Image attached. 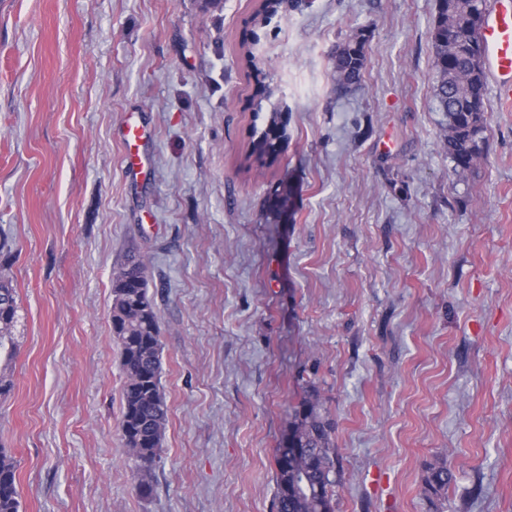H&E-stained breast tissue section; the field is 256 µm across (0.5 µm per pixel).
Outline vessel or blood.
Here are the masks:
<instances>
[{"mask_svg":"<svg viewBox=\"0 0 512 512\" xmlns=\"http://www.w3.org/2000/svg\"><path fill=\"white\" fill-rule=\"evenodd\" d=\"M481 41L487 64L499 81V98L512 104V0H493Z\"/></svg>","mask_w":512,"mask_h":512,"instance_id":"b4317fda","label":"vessel or blood"}]
</instances>
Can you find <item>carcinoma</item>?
Here are the masks:
<instances>
[{
	"mask_svg": "<svg viewBox=\"0 0 512 512\" xmlns=\"http://www.w3.org/2000/svg\"><path fill=\"white\" fill-rule=\"evenodd\" d=\"M486 0H437L430 32L434 54L435 98L448 118L443 146L460 177L484 156L486 142V75L479 31ZM453 41H448V33ZM365 42L352 40L336 51V86L347 90L359 84L366 67ZM283 136L279 113H270L262 133H251V155L261 166L274 162ZM17 310L12 279L0 273V349L11 341ZM112 335L121 352L125 375L120 430L136 473L140 496L153 492L152 472L163 452L169 407L162 386L163 347L159 315L149 293L144 261L130 256L112 276ZM289 430L301 460L292 462L277 448L275 512H335V487L339 471L333 423L320 392L311 387L288 412ZM17 462L0 448V512H19ZM453 478L448 460L438 458L426 467L424 489L431 500L444 499Z\"/></svg>",
	"mask_w": 512,
	"mask_h": 512,
	"instance_id": "1",
	"label": "carcinoma"
}]
</instances>
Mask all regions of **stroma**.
Masks as SVG:
<instances>
[{"mask_svg": "<svg viewBox=\"0 0 512 512\" xmlns=\"http://www.w3.org/2000/svg\"><path fill=\"white\" fill-rule=\"evenodd\" d=\"M261 6L0 0V269L18 303L0 448L21 512H274L288 407L312 386L336 512H512V109L487 85L485 156L459 177L436 0ZM360 33L345 92L333 59ZM272 112L286 136L261 169L248 133ZM131 251L169 406L147 499L111 324ZM446 453L436 509L423 478ZM366 62L365 42L362 40L346 42L336 51L334 65L336 86L341 90H347L359 84Z\"/></svg>", "mask_w": 512, "mask_h": 512, "instance_id": "stroma-1", "label": "stroma"}]
</instances>
